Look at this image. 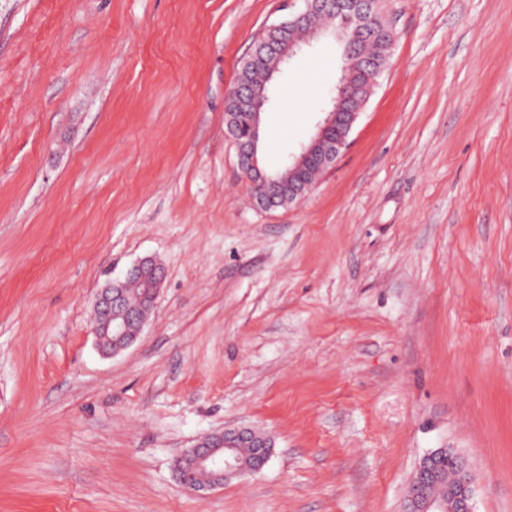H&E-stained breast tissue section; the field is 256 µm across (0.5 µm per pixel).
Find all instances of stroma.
<instances>
[{
    "mask_svg": "<svg viewBox=\"0 0 512 512\" xmlns=\"http://www.w3.org/2000/svg\"><path fill=\"white\" fill-rule=\"evenodd\" d=\"M396 42L351 146L256 206L225 103L287 0H0V512H403L463 454L512 512V0H386ZM322 43L275 80L260 162L313 132ZM150 257L135 344L92 301ZM248 426L263 470L178 457ZM224 448V453H220ZM238 448V456L226 451ZM274 448L271 440L250 428L224 430L219 433H209L199 439L178 461L186 472H207V482L195 479L185 480L179 477L183 486L194 492H201L222 487L224 483L259 473L266 465ZM255 456L259 463L246 466Z\"/></svg>",
    "mask_w": 512,
    "mask_h": 512,
    "instance_id": "35a3bbf8",
    "label": "stroma"
}]
</instances>
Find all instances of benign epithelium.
<instances>
[{"label": "benign epithelium", "mask_w": 512, "mask_h": 512, "mask_svg": "<svg viewBox=\"0 0 512 512\" xmlns=\"http://www.w3.org/2000/svg\"><path fill=\"white\" fill-rule=\"evenodd\" d=\"M303 7L287 18L264 28L257 43L269 52L263 65L254 55L242 62L243 77L225 106L226 128L237 148V163L245 176L255 203L274 210L284 203L305 198L318 177L335 166L349 146V135L381 74L369 59L351 61L342 69L330 98L321 110L314 133L288 155L283 171L270 173L259 163L258 142L262 117L272 101V80L304 48L334 39L346 49L356 47L368 36L373 17V0H302ZM306 28L302 39L291 36ZM245 125H237L235 114ZM142 281L148 292L137 306L127 304L123 286ZM162 282V267L149 259L134 264L120 279L97 292L95 344L104 356H114L140 336L146 313L153 309ZM273 447L271 440L250 428L209 433L199 439L180 459L186 472H206V482L180 479L194 492L212 490L224 483L254 475L266 465ZM233 448H253L259 463L245 465L230 453ZM474 478L466 460L452 448H436L418 462L410 483L403 512H474Z\"/></svg>", "instance_id": "obj_1"}]
</instances>
